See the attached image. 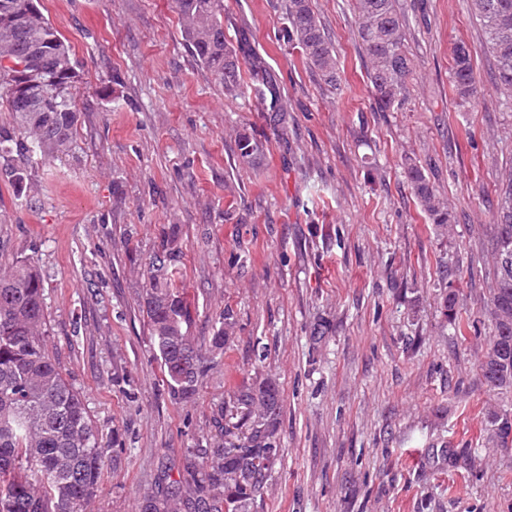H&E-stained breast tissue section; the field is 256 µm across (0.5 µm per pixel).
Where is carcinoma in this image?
Here are the masks:
<instances>
[{"label":"carcinoma","mask_w":512,"mask_h":512,"mask_svg":"<svg viewBox=\"0 0 512 512\" xmlns=\"http://www.w3.org/2000/svg\"><path fill=\"white\" fill-rule=\"evenodd\" d=\"M183 38L192 54L230 96L249 89L241 72L245 51L224 38L223 0H176ZM357 38L366 57L371 92L382 112H398L407 101L412 62L404 47V19L398 0H352ZM482 22L495 61L500 89L512 91V0H470ZM285 38L299 48L302 63L334 90L342 79L330 38L311 0H287ZM453 87L460 103L479 93L471 52L458 43L452 50ZM77 64L65 39L44 17L35 0H0V104L12 124L0 126V159L13 153L55 158L69 151L79 122L73 100ZM270 98L267 110L277 121L285 108L274 86L255 89ZM239 157L252 163L259 144L248 134L238 138ZM403 170L418 205L436 230L449 231L456 218L422 166L404 157ZM494 285L484 301L491 324L479 369L487 387L512 393V178L502 184L494 224ZM177 228H171L149 267L143 297L149 334L163 367L171 400L187 403L204 375L201 348L189 333L191 312L173 288ZM441 309L456 333H462L460 291L453 282L441 291ZM232 310L209 339L208 352L224 353L233 335ZM44 283L38 267L26 260L0 269V512H86L104 474L114 462L99 439L81 394L63 376L49 354ZM245 406L243 442L213 448L200 459L188 458L163 493H147L138 512H258L268 471L279 456L281 396L272 377L240 391ZM490 438L511 448L512 409L488 413Z\"/></svg>","instance_id":"carcinoma-1"}]
</instances>
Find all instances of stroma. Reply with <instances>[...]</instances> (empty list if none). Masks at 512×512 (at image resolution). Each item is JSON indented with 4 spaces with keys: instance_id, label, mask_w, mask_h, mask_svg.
Returning <instances> with one entry per match:
<instances>
[{
    "instance_id": "1",
    "label": "stroma",
    "mask_w": 512,
    "mask_h": 512,
    "mask_svg": "<svg viewBox=\"0 0 512 512\" xmlns=\"http://www.w3.org/2000/svg\"><path fill=\"white\" fill-rule=\"evenodd\" d=\"M344 88L282 38L285 0H224L288 109L232 98L188 49L175 0H39L78 63L70 151L0 173V265L34 262L46 343L117 450L87 512H135L186 457L224 442L258 375L281 392L280 457L262 512H512V450L487 438L479 362L493 277L497 185L512 172V95L496 85L467 0H399L413 61L408 103L375 108L351 0H313ZM480 94L461 106L452 48ZM260 144L243 163L236 142ZM411 155L456 224L437 235L401 169ZM178 229V285L207 344L232 307L221 360L192 401H171L142 311L148 265ZM472 326L442 314L448 283ZM326 324L325 336L314 334Z\"/></svg>"
}]
</instances>
